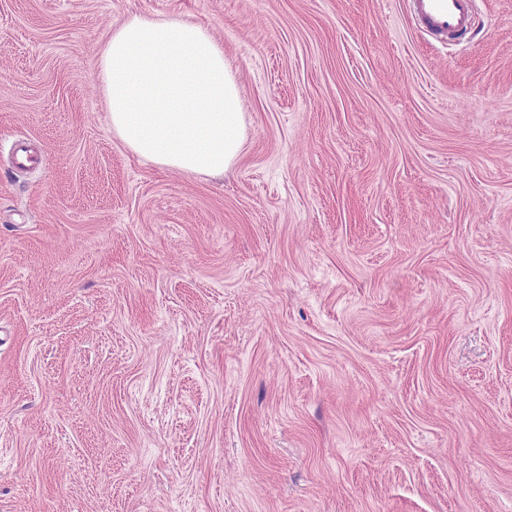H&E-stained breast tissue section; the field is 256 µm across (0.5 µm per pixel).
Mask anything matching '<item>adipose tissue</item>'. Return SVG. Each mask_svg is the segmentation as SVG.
I'll return each mask as SVG.
<instances>
[{
	"label": "adipose tissue",
	"instance_id": "ef3b65f1",
	"mask_svg": "<svg viewBox=\"0 0 512 512\" xmlns=\"http://www.w3.org/2000/svg\"><path fill=\"white\" fill-rule=\"evenodd\" d=\"M113 133L172 169L220 174L241 151L239 89L224 46L204 26L133 15L96 61Z\"/></svg>",
	"mask_w": 512,
	"mask_h": 512
}]
</instances>
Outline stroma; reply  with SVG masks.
<instances>
[{
    "mask_svg": "<svg viewBox=\"0 0 512 512\" xmlns=\"http://www.w3.org/2000/svg\"><path fill=\"white\" fill-rule=\"evenodd\" d=\"M474 12L0 0V512H512V0ZM133 14L223 43L224 175L113 134ZM473 0H409V10L421 30L438 41L474 31Z\"/></svg>",
    "mask_w": 512,
    "mask_h": 512,
    "instance_id": "obj_1",
    "label": "stroma"
}]
</instances>
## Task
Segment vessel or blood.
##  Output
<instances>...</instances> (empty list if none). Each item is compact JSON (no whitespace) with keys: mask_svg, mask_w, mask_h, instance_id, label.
Segmentation results:
<instances>
[{"mask_svg":"<svg viewBox=\"0 0 512 512\" xmlns=\"http://www.w3.org/2000/svg\"><path fill=\"white\" fill-rule=\"evenodd\" d=\"M409 10L419 28L439 41L474 31L473 0H409Z\"/></svg>","mask_w":512,"mask_h":512,"instance_id":"obj_1","label":"vessel or blood"}]
</instances>
